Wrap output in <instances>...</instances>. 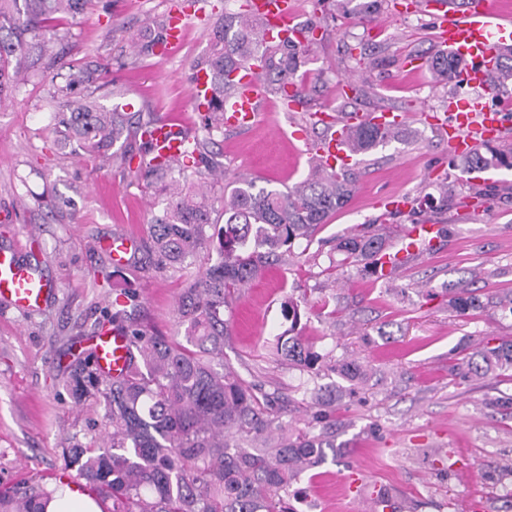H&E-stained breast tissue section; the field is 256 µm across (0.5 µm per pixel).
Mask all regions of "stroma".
<instances>
[{
	"label": "stroma",
	"mask_w": 512,
	"mask_h": 512,
	"mask_svg": "<svg viewBox=\"0 0 512 512\" xmlns=\"http://www.w3.org/2000/svg\"><path fill=\"white\" fill-rule=\"evenodd\" d=\"M299 22L321 20L307 66V92L293 111L267 97L250 128L214 133L207 148L227 176L247 173L259 186L286 190L305 179L310 153L326 134L313 113L392 109L413 136L358 155L349 203L312 241L294 245L287 264L267 268L241 288L225 312L230 335L224 362L259 384L281 421L307 430L315 407L306 374L277 361L273 346L287 335V298L301 300L305 334L328 359L353 361L364 376L340 386L333 417L335 459L291 488L297 512H374L366 491L378 484L394 512H512V371L463 374L475 347L512 339V312L498 296L512 290V170L466 175L452 167L448 145L421 119L443 113L455 84L434 80V16L385 0L376 19L346 17L333 0H296ZM173 0H92L61 21L55 50L63 63L96 71L94 94L112 106L119 89L191 136H203V115L190 98V62L209 43L218 15L239 0H197L186 8L184 46L173 57L135 61L131 42ZM55 68L34 61L26 82L0 97V244L33 250L58 287L44 309L23 312L0 302V485L28 479L54 485L66 475L65 449L97 447L105 413L70 387L103 327L143 326L178 333L175 309L183 281L145 263L147 225L164 198L153 179L106 158L58 143L63 85ZM305 127L306 141L293 138ZM405 194L415 213L391 214L377 198ZM439 228L430 249L408 256L387 276L367 273L336 250V239L363 226L399 249L410 225ZM128 234L134 259L114 266L104 244ZM34 251V250H33ZM465 287L483 306L461 315L448 291ZM365 487L350 491L349 476Z\"/></svg>",
	"instance_id": "35a3bbf8"
}]
</instances>
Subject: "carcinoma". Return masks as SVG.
Listing matches in <instances>:
<instances>
[{"label": "carcinoma", "instance_id": "obj_1", "mask_svg": "<svg viewBox=\"0 0 512 512\" xmlns=\"http://www.w3.org/2000/svg\"><path fill=\"white\" fill-rule=\"evenodd\" d=\"M0 0V96L26 70L30 56L56 62L52 39L44 23L67 12L80 14L88 0ZM382 0H340L346 13L370 18ZM167 17L152 20L135 41V57H149L165 42ZM210 47L194 59L190 70L206 72L211 98L205 104L207 135L224 130V103L235 94L230 74L255 57L263 60L265 91L289 103L303 97L305 83L298 72L309 61L310 49L295 39L263 42L260 21L245 11L224 12L209 34ZM464 60L437 51L430 60L434 77L456 81ZM95 81V70L81 68L57 87L63 99L59 137L73 151L99 155L120 140H142L138 167L161 183L166 197L162 213L148 224L158 265L182 273L184 288L177 314L183 339L150 334L140 328L125 331L133 353L118 376L100 379V368L88 357L87 369L72 379L82 397L102 398L106 436L96 448H71L68 466L93 487L110 512H296L288 503V487L308 470L336 453L331 423L336 387L314 385L311 397L320 407L318 431L291 433L276 422L267 399L255 384L224 365V341L229 322L224 306L231 291L253 281L268 266L285 261L291 244L311 239L329 218L343 209L353 193L348 170L329 172L311 166L306 179L286 191L259 187L239 174L224 194V225L217 226L215 200L195 182L215 174L217 162L195 139L186 143L192 166L158 159L143 134L157 122L152 112L126 111L116 104L107 110L91 95L73 100L74 87ZM512 83V50L499 54L490 86ZM403 129L372 125L352 127L346 141L355 154L384 147L406 136ZM463 173L490 168L512 169V148L496 143L454 160ZM337 250L366 261L378 274V259L386 251L378 234H353L338 241ZM205 254L206 266L191 270L192 260ZM461 315L483 307L466 288L450 300ZM281 360L315 381L329 369L325 357L309 339L294 332L277 341ZM470 373L512 368V340L484 346L466 362ZM57 488L18 485L0 489V512H45Z\"/></svg>", "mask_w": 512, "mask_h": 512}]
</instances>
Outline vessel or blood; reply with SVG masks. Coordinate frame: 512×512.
I'll return each instance as SVG.
<instances>
[{"label": "vessel or blood", "mask_w": 512, "mask_h": 512, "mask_svg": "<svg viewBox=\"0 0 512 512\" xmlns=\"http://www.w3.org/2000/svg\"><path fill=\"white\" fill-rule=\"evenodd\" d=\"M248 10L261 20L265 40L276 42L296 36L293 0H251ZM437 29L438 47L457 53L466 62L460 76L462 84L488 88V76L495 68L498 54L512 47V16L501 11L498 0H471L466 11L451 9L438 18ZM258 73L259 67L254 62L233 73L237 92L226 107L228 127L244 129L255 122L266 97ZM424 119L440 130L449 154L455 157L471 154L483 141L500 138L505 123L502 112L483 99L461 94L449 97L445 115L428 113ZM402 121V116L391 110L378 114L358 113L349 119L353 125L371 122L386 128L395 127ZM151 139L155 151L163 159L179 160L184 138L173 126L166 122L157 123ZM314 155L329 167L350 163L353 158L337 133L320 142ZM135 248L136 241L131 236L112 237L109 249L113 264L126 265ZM56 296V286L22 258L19 248L0 246V301L19 310L35 311L55 300ZM128 346V337L115 331L95 336L92 352L100 368L114 376L126 364Z\"/></svg>", "instance_id": "1"}]
</instances>
